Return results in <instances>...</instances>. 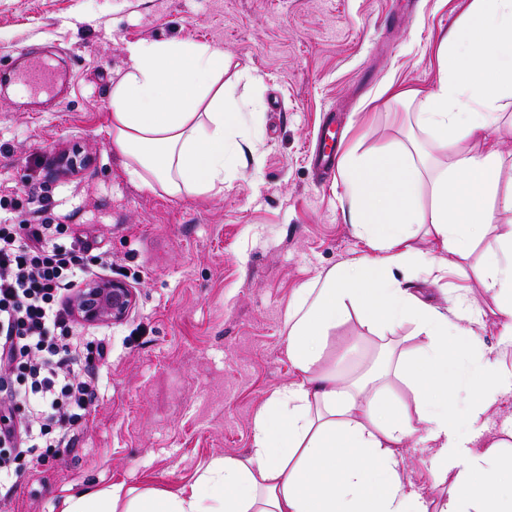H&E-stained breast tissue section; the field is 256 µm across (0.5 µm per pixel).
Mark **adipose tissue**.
<instances>
[{"label":"adipose tissue","mask_w":512,"mask_h":512,"mask_svg":"<svg viewBox=\"0 0 512 512\" xmlns=\"http://www.w3.org/2000/svg\"><path fill=\"white\" fill-rule=\"evenodd\" d=\"M439 59L435 91L393 88L389 98L416 103L417 127L439 134L447 161L428 172L418 153L382 147L349 168L352 221L373 252L297 290L284 338L297 376L255 414L251 448L214 457L194 484L174 491L73 490L61 512H512V455L487 437L490 407L512 395V368L481 355L478 377L460 383L456 360L474 337L406 286L421 273L440 280L461 271L497 212H512L496 145L467 146L512 99V0H471L443 35ZM224 67L223 52L205 45L130 47L112 86L109 134L132 179L171 195L223 190L246 153ZM414 224L427 225L437 256L414 247ZM474 276L496 301L499 346L512 349V230L496 235ZM353 308L380 333L406 319L424 333L425 346L394 370L414 406L388 399L383 374L339 380L326 348ZM417 434L435 450V482H452L435 508L401 476V450Z\"/></svg>","instance_id":"ef3b65f1"}]
</instances>
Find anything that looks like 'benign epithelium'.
Here are the masks:
<instances>
[{"instance_id": "1", "label": "benign epithelium", "mask_w": 512, "mask_h": 512, "mask_svg": "<svg viewBox=\"0 0 512 512\" xmlns=\"http://www.w3.org/2000/svg\"><path fill=\"white\" fill-rule=\"evenodd\" d=\"M71 302L76 316L84 324H114L128 316L136 295L124 281L100 275L87 279L76 289Z\"/></svg>"}]
</instances>
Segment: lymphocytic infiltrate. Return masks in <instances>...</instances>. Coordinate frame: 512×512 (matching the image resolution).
<instances>
[{
	"instance_id": "1",
	"label": "lymphocytic infiltrate",
	"mask_w": 512,
	"mask_h": 512,
	"mask_svg": "<svg viewBox=\"0 0 512 512\" xmlns=\"http://www.w3.org/2000/svg\"><path fill=\"white\" fill-rule=\"evenodd\" d=\"M89 249L60 224H0V392L29 404L27 419L0 427V445L36 466L97 397L92 366L76 356L67 299L91 275ZM17 372L29 390H12Z\"/></svg>"
}]
</instances>
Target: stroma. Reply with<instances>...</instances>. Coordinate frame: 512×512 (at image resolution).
I'll return each instance as SVG.
<instances>
[{
    "mask_svg": "<svg viewBox=\"0 0 512 512\" xmlns=\"http://www.w3.org/2000/svg\"><path fill=\"white\" fill-rule=\"evenodd\" d=\"M0 0V67L50 61L63 82L46 94L0 84V216L12 224H65L104 251L101 275L137 295L119 323L81 325L109 359L100 394L68 446L45 462L19 460L0 512H60L72 489L115 483L175 490L216 456L252 444L256 412L295 372L283 342L297 288L369 253L349 218L340 172L313 167L317 135L336 113L337 163L350 146L421 142L446 155L387 103L389 82L421 93L438 86V45L470 0ZM195 42L229 59L224 76L254 139L245 163L217 194L169 195L131 180L107 133L109 94L137 42ZM259 75L261 83L250 82ZM83 148L89 166L59 179L56 157ZM421 299L464 321L489 356L501 320L474 277H420ZM422 341L406 321L387 336L358 311L332 331L336 372L356 378L412 356ZM432 449L419 437L403 451L406 481L440 502Z\"/></svg>",
    "mask_w": 512,
    "mask_h": 512,
    "instance_id": "stroma-1",
    "label": "stroma"
}]
</instances>
